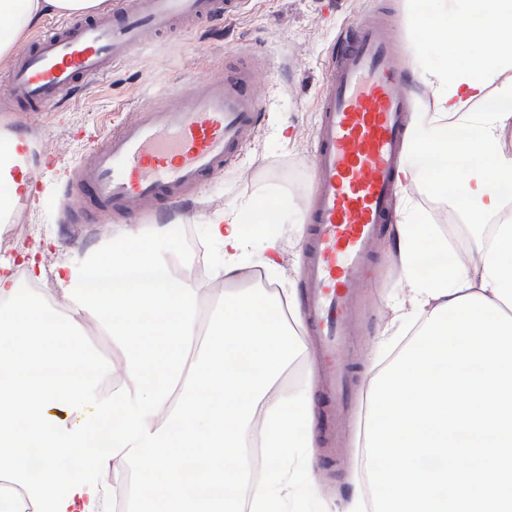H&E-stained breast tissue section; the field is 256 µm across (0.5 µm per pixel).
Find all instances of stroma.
Returning a JSON list of instances; mask_svg holds the SVG:
<instances>
[{
    "mask_svg": "<svg viewBox=\"0 0 512 512\" xmlns=\"http://www.w3.org/2000/svg\"><path fill=\"white\" fill-rule=\"evenodd\" d=\"M384 14L398 29L400 66L412 73L442 61L445 45L411 24L406 0H248L238 15L223 24L173 31L159 43L132 52L103 80L87 85L51 112H28L21 106L7 110L8 98L1 90L10 61L0 60V130L27 131L40 192L35 204L14 210L9 223H0V237L8 239L0 247V258L15 259L24 250L35 251L46 270L44 278H30L22 267L15 274L23 287L41 290L53 282L51 270L57 262H81L107 240L136 238L145 225L159 221L166 231L153 240L152 248L171 258L176 275L199 280L203 286L199 310L206 319L223 305L230 290L216 275L222 254L204 235L207 217L260 193L276 192L280 198L269 206L282 241L276 272L271 275L266 270L264 237H253L238 285L259 288L268 281L275 287H301L311 231L308 212L317 190L312 159L325 66L347 28L359 21L374 22ZM241 51L261 60L269 78L260 129L226 170L189 191L187 203L158 201L151 215L132 217L91 208L80 216L64 208L63 199L76 180L75 167L90 148L102 146L113 130L135 116L142 102L172 98L185 83L233 64ZM404 193L423 223L435 225L459 261L469 271H477L473 257L477 247L461 233V218L453 208L416 185L406 187ZM409 298L391 234L383 232L359 277V332L346 360L353 394L343 445L321 441L313 449H292L290 505H303L304 512H345L350 478L361 462L363 396L374 363L397 348L393 341L383 343V336L411 334L397 317L398 307L408 306ZM302 338L307 344L304 354L288 367L274 393L318 380L310 324H303ZM310 464L316 472L311 485L303 479Z\"/></svg>",
    "mask_w": 512,
    "mask_h": 512,
    "instance_id": "35a3bbf8",
    "label": "stroma"
}]
</instances>
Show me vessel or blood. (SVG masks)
<instances>
[{"label": "vessel or blood", "instance_id": "1", "mask_svg": "<svg viewBox=\"0 0 512 512\" xmlns=\"http://www.w3.org/2000/svg\"><path fill=\"white\" fill-rule=\"evenodd\" d=\"M244 2L116 0L94 19L40 34L10 68L7 95L47 111L161 34L234 16ZM397 41L388 24L350 27L328 65L319 108L304 286L323 383L339 405L350 383L341 360L353 345L357 276L394 217L409 120ZM266 78L249 63L187 84L174 100L142 105L80 163L67 206L78 214L92 206L140 215L223 170L259 126Z\"/></svg>", "mask_w": 512, "mask_h": 512}]
</instances>
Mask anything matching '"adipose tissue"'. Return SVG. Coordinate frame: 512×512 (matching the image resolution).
I'll list each match as a JSON object with an SVG mask.
<instances>
[{"label": "adipose tissue", "mask_w": 512, "mask_h": 512, "mask_svg": "<svg viewBox=\"0 0 512 512\" xmlns=\"http://www.w3.org/2000/svg\"><path fill=\"white\" fill-rule=\"evenodd\" d=\"M104 0H0V58L46 12L84 16ZM414 25L436 42L477 32L512 40V0H407ZM432 87L433 115L410 128L401 162L407 183H423L465 219L480 249L477 274L448 253V241L404 207L392 229L410 288L404 316L421 326L433 309L477 294L512 315V55L445 56L418 71ZM478 102L482 111H469ZM442 166H434V158ZM258 203L215 212L204 233L223 253L221 273L234 279L261 223ZM103 246L82 263L57 264L60 297L21 287L0 265V512H109L100 472L134 477L122 512H287L285 460L317 440L311 387L270 391L304 348L292 336L298 292L261 288L232 294L222 316L201 324L198 289L177 279L151 242ZM431 253L441 262L427 265ZM98 320L121 352L125 378L112 391L106 364L85 340ZM262 414L265 478L251 497L243 434ZM40 461L31 464L29 449ZM70 465H60L61 456Z\"/></svg>", "instance_id": "ef3b65f1"}]
</instances>
